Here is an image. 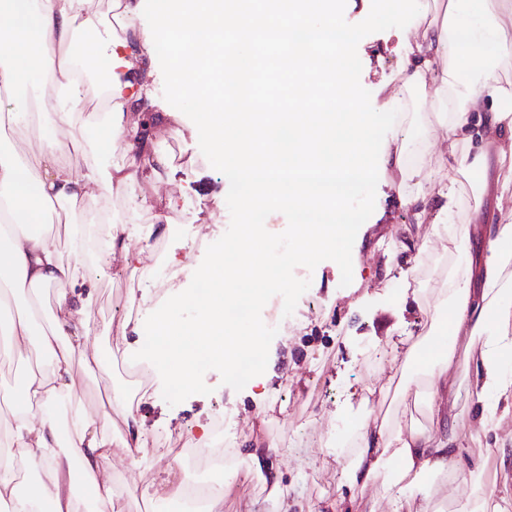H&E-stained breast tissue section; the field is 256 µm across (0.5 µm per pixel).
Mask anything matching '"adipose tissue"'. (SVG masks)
I'll return each mask as SVG.
<instances>
[{
    "instance_id": "adipose-tissue-1",
    "label": "adipose tissue",
    "mask_w": 512,
    "mask_h": 512,
    "mask_svg": "<svg viewBox=\"0 0 512 512\" xmlns=\"http://www.w3.org/2000/svg\"><path fill=\"white\" fill-rule=\"evenodd\" d=\"M391 15L411 16L422 26L421 40L406 41V88L433 85L441 126L449 137L466 144L492 143L497 148L501 194L512 193V83L500 74L512 68V38L501 30L497 13L512 10V0H451L447 17L426 22L425 0H390ZM257 12L256 0H159L151 32H141L137 19L143 0H121L125 37L122 53L113 54V67L138 62L149 76L154 46L165 40L181 48L168 55L173 95L209 98L213 113L206 132L224 158V171L239 191L238 207L248 214L285 208L314 214V221L294 225L290 256L278 255L263 225L244 224L223 278L205 270L211 284L208 297L189 293L169 302L156 322L168 350L153 355L162 374L190 380L193 362L183 350L191 346L214 354L232 371L236 361L261 345L255 321L229 316L233 307L251 306L266 289L283 287L289 260L308 259L340 251L353 231L354 220L341 195L308 197L287 188V177L320 170L335 171L350 183L354 194L365 192L374 168L399 171L409 186L404 203L410 209L444 200L436 213L435 237L448 236L453 189L473 168L468 156L449 165L437 194H429L409 165L405 145L385 146L373 155L375 131L386 119L364 103L352 85L354 66L350 37L337 39L330 58L312 59L311 44L294 43L282 55L261 56L254 49L258 26L279 27L294 38L308 33L328 36L336 29L334 0H267ZM98 20L84 14L82 0H0V110L20 116L28 100L19 92L28 79L44 82L42 108L54 117L58 138L26 158L16 150H0V195L11 198L9 226L0 225V334L9 344L0 361L36 351L51 365L50 372L22 374L10 395V452L0 454V503L13 512H78L77 495H84L92 512H112L113 489L102 474L112 448V416L125 424L123 444L131 458L146 452L144 424L129 400L116 396L109 411L89 416L73 409L65 419L47 415V408L73 386L75 360L92 372L109 365L87 349L95 316L96 279L83 258L80 227L68 228L67 240L51 233L48 223L59 210L80 206L90 189L111 195L137 183L134 168L115 167L109 174L97 168L77 171L62 164L68 135L75 128L80 106L92 92L78 75L75 61L85 59L81 32L95 30ZM232 40H225V33ZM479 52L480 65L461 78L455 60ZM283 78L290 106L287 111L259 97L253 82L257 73ZM109 124L113 140L126 151L148 156L155 180L170 166L166 155L154 152L151 138H137L138 125L159 127L168 113L154 111L141 95H125L120 80L109 90ZM480 293L470 279L458 280L442 301L432 340L415 342L410 356L424 365V382L431 399L447 396L448 369L454 358L453 339L463 338L479 351L481 368L474 384L476 397L496 392L512 400V375L503 367L500 344L512 337V225H498L491 242ZM56 291L51 324L39 327L35 316L17 301L18 292L38 296ZM195 308L197 321L185 329L180 311ZM455 438L445 421L431 430H388L364 424L358 450L350 465L354 482L375 480L395 464L400 491L420 485L425 475H443L458 464ZM39 470L36 481L20 485L17 463Z\"/></svg>"
}]
</instances>
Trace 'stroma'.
I'll use <instances>...</instances> for the list:
<instances>
[{
  "mask_svg": "<svg viewBox=\"0 0 512 512\" xmlns=\"http://www.w3.org/2000/svg\"><path fill=\"white\" fill-rule=\"evenodd\" d=\"M83 11L101 16L87 48L100 62L111 63L112 42L123 37L113 0H84ZM337 20L356 35L352 81L376 110L404 95V112L377 133L373 151L398 140L418 149L415 159L425 188H438L439 159L466 153L464 143L446 136L438 124L432 88L404 87L398 27L387 0H337ZM151 90L162 111L174 113L168 125L153 132V147L167 154L171 167L160 183L149 176L145 157L112 144L105 116L88 98L73 131V146L63 161L100 172L137 165L142 176L124 192L88 198L72 217L81 224L95 214L123 227L126 252L93 263L98 282L95 319L89 346L112 366L110 374L90 372L74 363V387L65 406L87 413L107 410L116 390L126 385L128 367L146 358L141 339L161 306L190 292L201 270L220 268L236 242L248 214L235 202V188L224 175V159L206 132L209 105L202 99L178 98L170 92L166 56L157 53ZM480 179H461L449 221L469 227L458 242H439L432 234V215L415 219L401 201L399 176L375 172L370 188L347 202L354 231L344 244L347 259L324 253L300 261V273L288 285L267 291L283 310L280 323L265 332L268 368L259 384L242 386L228 377L223 364L194 373L191 387L171 394L166 376L150 373L145 388L133 395V406L148 433L147 453L131 462L121 438L122 421L112 429V456L107 471L119 491L113 512H166L171 485L204 476L226 483L222 512H277L279 494H287L297 512H460L469 499L494 492L507 496L512 512V455L490 456L488 445L504 440L512 448V408L495 396L476 399L471 385L478 374L477 352L458 342L448 379L454 391L442 404L444 417L459 416L455 431L460 461L456 470L428 477L416 490L399 495L391 474L364 487H352L348 466L355 450L356 427L386 420L408 426H429L430 398L412 379L418 365L409 346L426 337L440 306L441 291L453 277L478 276L491 255L482 227L512 223V200L498 202L495 147L486 150ZM163 213L168 223L155 221ZM414 249H407V242ZM125 332H118V322ZM495 409L493 433L478 430L475 421ZM224 418V437L233 450V465L202 473L190 466L175 446L202 443V432L216 416ZM346 446H336V438ZM268 450V460L281 478L272 492L263 475L254 472L250 454ZM402 506H395V498Z\"/></svg>",
  "mask_w": 512,
  "mask_h": 512,
  "instance_id": "stroma-1",
  "label": "stroma"
}]
</instances>
